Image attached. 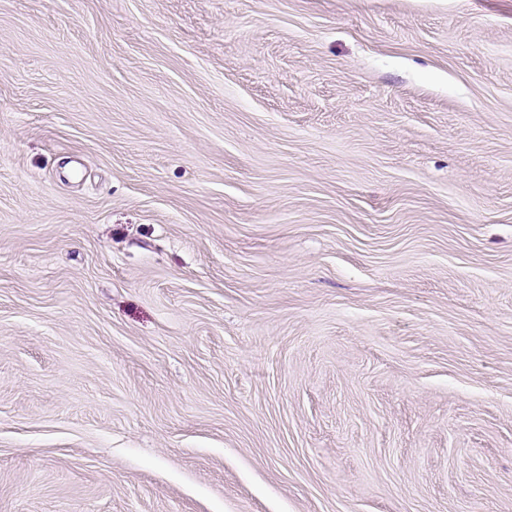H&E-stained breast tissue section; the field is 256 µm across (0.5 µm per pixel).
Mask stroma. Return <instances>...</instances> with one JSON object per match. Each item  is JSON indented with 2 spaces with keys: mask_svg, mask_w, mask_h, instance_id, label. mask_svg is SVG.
<instances>
[{
  "mask_svg": "<svg viewBox=\"0 0 512 512\" xmlns=\"http://www.w3.org/2000/svg\"><path fill=\"white\" fill-rule=\"evenodd\" d=\"M0 512H512V0H0Z\"/></svg>",
  "mask_w": 512,
  "mask_h": 512,
  "instance_id": "1",
  "label": "stroma"
}]
</instances>
